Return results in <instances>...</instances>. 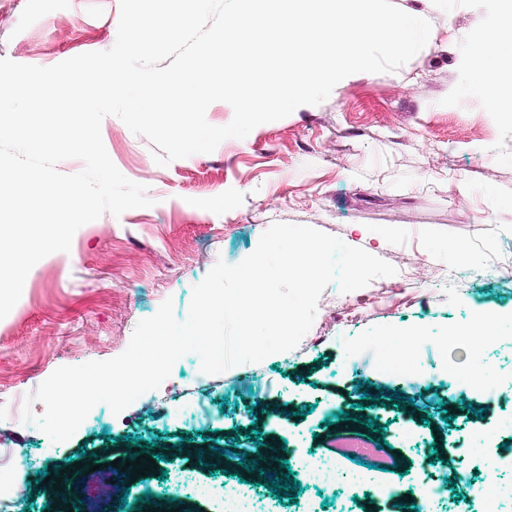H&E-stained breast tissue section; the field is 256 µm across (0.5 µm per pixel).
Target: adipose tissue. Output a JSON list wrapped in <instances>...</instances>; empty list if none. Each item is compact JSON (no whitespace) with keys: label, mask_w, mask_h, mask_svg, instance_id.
<instances>
[{"label":"adipose tissue","mask_w":512,"mask_h":512,"mask_svg":"<svg viewBox=\"0 0 512 512\" xmlns=\"http://www.w3.org/2000/svg\"><path fill=\"white\" fill-rule=\"evenodd\" d=\"M499 23L470 40L469 54L483 94L482 103L493 111L512 108V0H497Z\"/></svg>","instance_id":"adipose-tissue-1"}]
</instances>
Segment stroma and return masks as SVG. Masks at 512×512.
<instances>
[{"label":"stroma","mask_w":512,"mask_h":512,"mask_svg":"<svg viewBox=\"0 0 512 512\" xmlns=\"http://www.w3.org/2000/svg\"><path fill=\"white\" fill-rule=\"evenodd\" d=\"M431 24L427 45L392 73L359 72L341 80L321 104L229 138L209 154L158 165L153 146L115 116L101 136L128 179L146 185L154 204L121 216L104 214L80 227L69 252H55L29 272L21 297L0 319V444L13 448L10 465L24 498L11 512H43L58 493L38 475H58L71 462L100 470L69 475L87 512H113L108 485L129 488L123 512H140L149 495L180 512H224L210 487L227 482L260 512H413L403 495L450 480L424 466L446 452L462 474L456 490L471 512H482L477 491L487 472L512 484V322L498 325L480 352L449 346L484 309L512 310V287L489 271L512 263V115L481 102L469 57L470 37L494 28L496 0H393ZM119 0H0V58L48 67L111 49ZM275 223L307 225L339 237L393 265L391 277L340 292L325 289L314 324L299 346L224 373L210 399L212 419L198 426L183 417L185 401L205 380L199 357L178 360L157 390V412L131 406L105 412L63 443L22 424L21 411L58 367L109 360L128 346L137 323L172 300L185 318L192 288L217 261L235 265ZM464 252L452 256L451 245ZM370 336L393 343L423 337L416 357L423 374L387 371V351ZM482 366L491 380L478 388L448 383V368ZM386 402L362 406L353 375ZM420 396L404 406L390 392ZM487 407L474 417L470 404ZM349 421H341V413ZM373 419L380 432L355 429ZM260 430L282 449L297 482L293 505L270 492V480L251 472L239 481V461L257 446L237 432ZM399 452L404 472L341 458L339 489L306 483V455L335 454L338 439L373 436ZM223 447L222 460L197 461L205 439ZM188 464L190 478L132 477L113 460L136 459L139 449Z\"/></svg>","instance_id":"35a3bbf8"}]
</instances>
